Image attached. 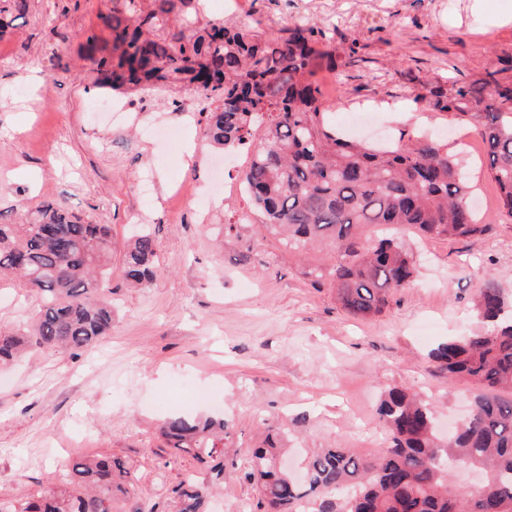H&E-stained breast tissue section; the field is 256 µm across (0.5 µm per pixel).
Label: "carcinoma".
Listing matches in <instances>:
<instances>
[{"instance_id": "cac0c4a2", "label": "carcinoma", "mask_w": 512, "mask_h": 512, "mask_svg": "<svg viewBox=\"0 0 512 512\" xmlns=\"http://www.w3.org/2000/svg\"><path fill=\"white\" fill-rule=\"evenodd\" d=\"M34 0H0V39L19 26ZM204 0H117L100 16L110 39L88 56L94 84L123 94L190 90L206 104L204 131L217 146L247 145L241 186L263 220L259 231L281 236L298 255L314 245L333 261L308 269L350 314L382 313L415 273L401 240H371L369 226L407 227L426 236L472 238L488 225L464 209L469 186L440 141L399 142L380 149L336 132L322 105L318 68L346 66L330 29L291 18L284 32L258 33L205 14ZM486 73L480 85L448 92L438 80L415 100L473 125L498 192L499 213L512 219V83ZM153 237L126 245L122 276L142 286L156 275ZM18 275L42 297L34 322L0 329V368L29 347L83 350L112 329V303L99 295L112 275V229L86 221L62 203H19L0 221V276ZM479 331L452 336L430 351L437 368L474 389L457 430L439 433L433 406L404 389L385 392L377 413L390 446L375 459L325 448L305 464L302 483L282 465L281 433L241 464L258 491V512H512V307L489 278L476 294ZM233 425L222 414L176 412L159 428L165 447L196 460L206 475H188L173 490L171 512H207L224 482V448ZM478 470L467 495L452 473ZM126 463L112 456L67 465L30 499L0 500V512H117L129 493Z\"/></svg>"}]
</instances>
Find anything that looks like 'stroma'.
I'll list each match as a JSON object with an SVG mask.
<instances>
[{
	"label": "stroma",
	"instance_id": "stroma-1",
	"mask_svg": "<svg viewBox=\"0 0 512 512\" xmlns=\"http://www.w3.org/2000/svg\"><path fill=\"white\" fill-rule=\"evenodd\" d=\"M112 0H36L17 37L0 39L12 56L0 66V219L18 200L52 199L112 227L114 242L146 226L159 269L151 284L130 288L113 251L112 277L102 285L111 300L112 333L85 351L39 349L0 372V498L35 493L70 461L92 454L123 459L136 493L123 512H170L171 490L195 472L190 457L161 448L157 426L172 412L223 401L233 422L239 459L268 426L288 433L285 457L299 467L336 446L361 458L379 456L388 435L376 407L382 393L404 388L433 400L441 424L461 420L471 385L438 372L428 353L451 335L480 328L473 295L494 278L512 303V219L497 213L496 189L473 125L416 102L411 88L434 79L449 88L497 72L512 82V0H254L251 21L279 31L291 16L332 20L357 52L339 98L323 105L344 127L351 102L380 103L379 138L441 139L460 162L488 231L474 239H399L418 265L413 286L394 293L382 314L346 313L329 284L312 285L307 268L330 252L289 255L276 239L241 231L220 248L228 216L245 208L214 178L224 152L187 113L130 112L102 124L92 104L108 97L95 87L86 37H104L101 14ZM82 69L81 79L64 69ZM146 123L178 125L180 141L144 139ZM153 180L149 221L141 219L139 181ZM209 190L208 218L183 201L196 187ZM40 296L10 277L0 278V327L30 323ZM210 512H254L252 483L227 469Z\"/></svg>",
	"mask_w": 512,
	"mask_h": 512
}]
</instances>
